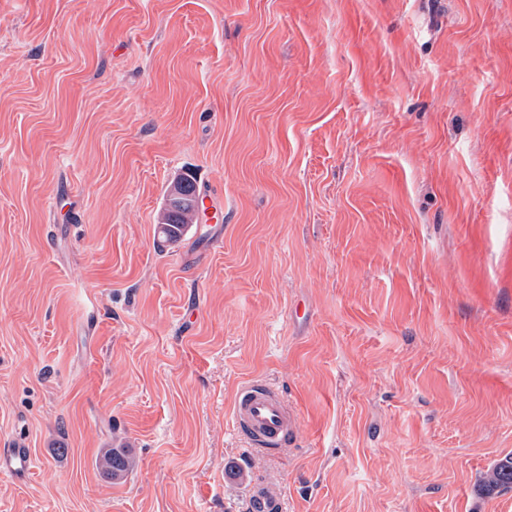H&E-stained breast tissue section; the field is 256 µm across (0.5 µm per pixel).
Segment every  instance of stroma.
<instances>
[{
    "label": "stroma",
    "instance_id": "1",
    "mask_svg": "<svg viewBox=\"0 0 512 512\" xmlns=\"http://www.w3.org/2000/svg\"><path fill=\"white\" fill-rule=\"evenodd\" d=\"M10 448L0 512H512V0H0ZM176 182L177 194L173 187L168 190L169 200L176 199L172 203L165 202L157 224L158 233L166 243H176L187 233L196 212L198 193L193 177L184 174L176 178ZM234 427L252 452H276L291 446L296 419L288 401L264 380L243 382L233 405ZM97 466L105 478L120 480L132 468L133 460L124 448H109L101 453ZM487 481L492 486L512 487V456L496 461L487 473Z\"/></svg>",
    "mask_w": 512,
    "mask_h": 512
}]
</instances>
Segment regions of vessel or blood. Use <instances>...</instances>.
<instances>
[{
	"mask_svg": "<svg viewBox=\"0 0 512 512\" xmlns=\"http://www.w3.org/2000/svg\"><path fill=\"white\" fill-rule=\"evenodd\" d=\"M234 427L254 452H277L297 436L296 419L282 394L263 380L243 382L233 405Z\"/></svg>",
	"mask_w": 512,
	"mask_h": 512,
	"instance_id": "vessel-or-blood-1",
	"label": "vessel or blood"
}]
</instances>
